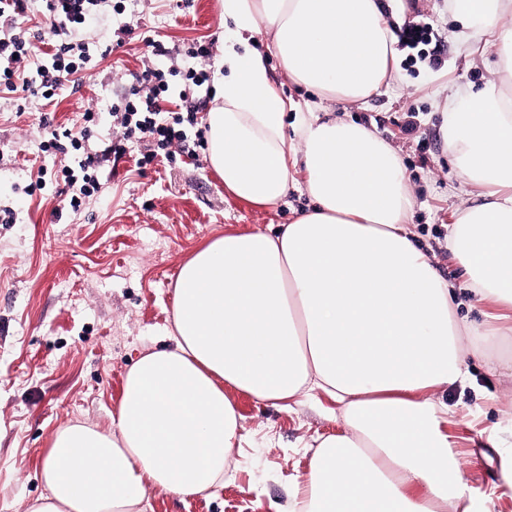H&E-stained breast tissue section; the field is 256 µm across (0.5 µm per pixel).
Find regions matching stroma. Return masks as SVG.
<instances>
[{
  "mask_svg": "<svg viewBox=\"0 0 512 512\" xmlns=\"http://www.w3.org/2000/svg\"><path fill=\"white\" fill-rule=\"evenodd\" d=\"M403 25L430 24L436 48L418 56L399 47L395 78L368 103L340 106L343 117L377 129L399 151L416 199L413 230L442 278L461 302L460 321H482L463 269L448 248V226L475 202L457 174L444 143L441 104L448 94L478 89L497 61L491 47H468L451 0H417ZM131 34L113 48L114 32ZM78 36L101 61L77 74L49 105L17 111L0 99V512H25L45 492L40 477L55 431L70 422L109 426L125 376L141 356L170 345L176 277L206 241L292 223L309 210L306 171L275 207L250 204L230 194L205 157L157 158L136 166L138 149L105 162L101 191L83 209L63 206L60 185L34 194L26 187L38 169H57L61 155L42 152L41 116L57 126H81L86 110L99 114L91 145L119 127L111 106L137 87L145 66L168 76L164 112L204 118L215 93L180 100L188 68L214 76L224 51L219 0H112L111 9L89 19ZM164 52L151 55L144 37ZM198 44L210 57L190 58ZM417 115L413 137L398 134L405 113ZM496 354L502 369L472 360L466 385L435 392L448 406L444 426L457 445L461 475L475 493H493L501 480L502 455L512 450V339ZM225 394L241 417L242 439L232 448L224 485L209 496L179 498L148 491L144 512H290L296 483L307 480L318 437L339 433L344 420L326 394L298 398L279 409L233 387ZM497 427L496 439L486 430Z\"/></svg>",
  "mask_w": 512,
  "mask_h": 512,
  "instance_id": "stroma-1",
  "label": "stroma"
}]
</instances>
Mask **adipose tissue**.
<instances>
[{
    "label": "adipose tissue",
    "instance_id": "adipose-tissue-1",
    "mask_svg": "<svg viewBox=\"0 0 512 512\" xmlns=\"http://www.w3.org/2000/svg\"><path fill=\"white\" fill-rule=\"evenodd\" d=\"M222 74L204 122L207 162L234 196L287 197L304 164L312 208L278 229L227 233L180 267L171 347L126 375L109 428L60 427L27 512H141L151 489H219L241 417L234 388L271 404L321 390L343 432L321 438L293 497L306 512H493L463 480L432 392L497 367L512 324L464 331L455 292L409 225L413 198L396 149L368 127L298 111L268 57L320 100L367 102L397 50L382 0H220ZM462 42L499 52L497 76L450 94L443 137L478 203L448 227L476 303L512 311V0H453ZM268 29L269 41L259 37ZM298 137L290 139L286 129ZM471 334L464 344L463 334Z\"/></svg>",
    "mask_w": 512,
    "mask_h": 512
}]
</instances>
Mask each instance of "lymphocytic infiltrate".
Returning <instances> with one entry per match:
<instances>
[{
    "mask_svg": "<svg viewBox=\"0 0 512 512\" xmlns=\"http://www.w3.org/2000/svg\"><path fill=\"white\" fill-rule=\"evenodd\" d=\"M110 0H46L45 16L49 23L47 48L40 57H32L30 44L24 38L19 23L28 15L31 0H0V17H9L11 26L0 32V92L20 95L22 99L53 102L68 77L77 74L90 62L89 45L69 40L72 32L86 23L91 15L102 11ZM141 90L132 91L121 104L113 105L124 128L122 136L106 139L102 149L89 148L93 112H85V128L72 132L68 128L48 132L42 142L43 151L72 154V163L63 165L54 174L71 189V197L85 203L101 189L98 177L103 162L119 161L128 153L130 140L143 142L145 151L138 165L151 163L158 154L177 149L193 157L201 147V139L190 138L181 116L164 115L159 97L169 89L163 71L144 70L140 76Z\"/></svg>",
    "mask_w": 512,
    "mask_h": 512,
    "instance_id": "obj_1",
    "label": "lymphocytic infiltrate"
}]
</instances>
